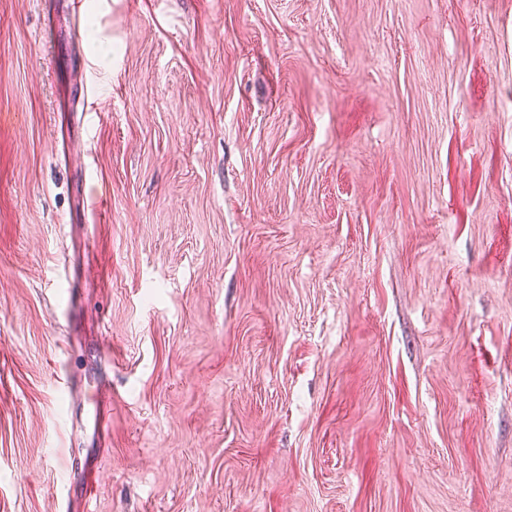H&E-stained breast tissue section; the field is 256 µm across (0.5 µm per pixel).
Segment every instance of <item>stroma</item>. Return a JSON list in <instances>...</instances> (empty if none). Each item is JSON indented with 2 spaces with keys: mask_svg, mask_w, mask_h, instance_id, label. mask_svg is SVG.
Instances as JSON below:
<instances>
[{
  "mask_svg": "<svg viewBox=\"0 0 512 512\" xmlns=\"http://www.w3.org/2000/svg\"><path fill=\"white\" fill-rule=\"evenodd\" d=\"M90 468L512 512V0H0V512Z\"/></svg>",
  "mask_w": 512,
  "mask_h": 512,
  "instance_id": "35a3bbf8",
  "label": "stroma"
}]
</instances>
